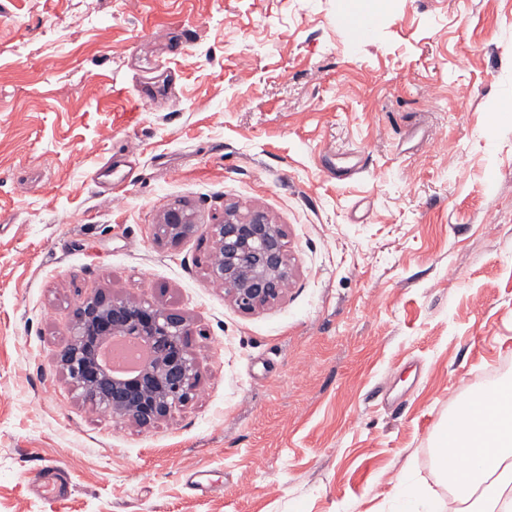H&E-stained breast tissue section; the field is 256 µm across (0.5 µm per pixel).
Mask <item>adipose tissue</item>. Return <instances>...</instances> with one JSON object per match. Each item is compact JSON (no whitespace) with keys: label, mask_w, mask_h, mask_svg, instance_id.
I'll use <instances>...</instances> for the list:
<instances>
[{"label":"adipose tissue","mask_w":512,"mask_h":512,"mask_svg":"<svg viewBox=\"0 0 512 512\" xmlns=\"http://www.w3.org/2000/svg\"><path fill=\"white\" fill-rule=\"evenodd\" d=\"M454 432L440 430L435 454L464 468H449L448 483L460 512H512V385L479 394L455 413Z\"/></svg>","instance_id":"ef3b65f1"}]
</instances>
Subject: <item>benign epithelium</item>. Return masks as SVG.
<instances>
[{"mask_svg": "<svg viewBox=\"0 0 512 512\" xmlns=\"http://www.w3.org/2000/svg\"><path fill=\"white\" fill-rule=\"evenodd\" d=\"M197 230L188 209L175 204L163 213L155 235L173 242ZM204 231L216 245L208 275L239 310L254 312L283 296L290 268L282 225L260 210L226 209ZM188 334V319L180 312L95 291L77 304L70 339L56 363L86 403L150 428L186 403L196 387L198 364ZM114 335L150 347V362L132 377L112 375L97 358L100 344Z\"/></svg>", "mask_w": 512, "mask_h": 512, "instance_id": "benign-epithelium-1", "label": "benign epithelium"}]
</instances>
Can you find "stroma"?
I'll return each mask as SVG.
<instances>
[{
    "instance_id": "obj_1",
    "label": "stroma",
    "mask_w": 512,
    "mask_h": 512,
    "mask_svg": "<svg viewBox=\"0 0 512 512\" xmlns=\"http://www.w3.org/2000/svg\"><path fill=\"white\" fill-rule=\"evenodd\" d=\"M177 202L199 231L156 240ZM229 205L286 233L253 313L207 274ZM97 289L190 320L154 427L55 365ZM506 382L512 0H0V512H396L403 477L449 504L433 438Z\"/></svg>"
}]
</instances>
